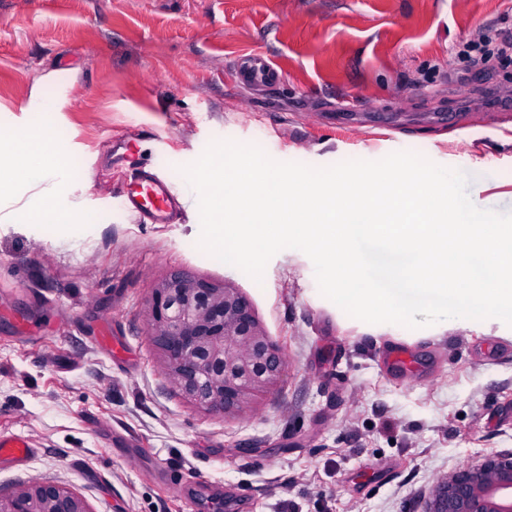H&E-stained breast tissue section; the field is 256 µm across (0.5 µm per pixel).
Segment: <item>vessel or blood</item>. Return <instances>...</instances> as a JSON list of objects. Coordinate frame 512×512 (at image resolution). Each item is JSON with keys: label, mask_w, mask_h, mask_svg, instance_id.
<instances>
[{"label": "vessel or blood", "mask_w": 512, "mask_h": 512, "mask_svg": "<svg viewBox=\"0 0 512 512\" xmlns=\"http://www.w3.org/2000/svg\"><path fill=\"white\" fill-rule=\"evenodd\" d=\"M234 75L241 82L276 83L281 79L274 65L262 57L239 58L234 65ZM120 205L142 224L164 223L181 210L177 192L158 167L138 169L126 181ZM34 454V448L23 435L0 433V465L23 467Z\"/></svg>", "instance_id": "b4317fda"}]
</instances>
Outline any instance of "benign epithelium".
<instances>
[{
    "mask_svg": "<svg viewBox=\"0 0 512 512\" xmlns=\"http://www.w3.org/2000/svg\"><path fill=\"white\" fill-rule=\"evenodd\" d=\"M147 315L166 375L204 410L244 416L285 374L283 350L268 337L250 299L230 283L173 270L152 286ZM0 512L92 510L70 488L35 480L0 490ZM425 512H512V453H490L439 477Z\"/></svg>",
    "mask_w": 512,
    "mask_h": 512,
    "instance_id": "1",
    "label": "benign epithelium"
}]
</instances>
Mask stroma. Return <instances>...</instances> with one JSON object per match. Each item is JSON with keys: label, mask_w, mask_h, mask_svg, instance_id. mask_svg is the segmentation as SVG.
<instances>
[{"label": "stroma", "mask_w": 512, "mask_h": 512, "mask_svg": "<svg viewBox=\"0 0 512 512\" xmlns=\"http://www.w3.org/2000/svg\"><path fill=\"white\" fill-rule=\"evenodd\" d=\"M482 28L512 34V0H0V136L39 115L68 138L83 226L0 223V432L38 450L0 489L60 483L92 512H424L438 476L512 452V327L376 331L295 249L255 281L198 248L180 171L215 140L315 167L411 150L512 212V59L457 55ZM248 55L283 82L235 83ZM136 162L163 166L178 219L120 207ZM176 269L241 288L285 353L246 416L198 409L164 371L147 299ZM402 347L428 369L391 370Z\"/></svg>", "instance_id": "35a3bbf8"}]
</instances>
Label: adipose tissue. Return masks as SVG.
Returning <instances> with one entry per match:
<instances>
[{
    "instance_id": "1",
    "label": "adipose tissue",
    "mask_w": 512,
    "mask_h": 512,
    "mask_svg": "<svg viewBox=\"0 0 512 512\" xmlns=\"http://www.w3.org/2000/svg\"><path fill=\"white\" fill-rule=\"evenodd\" d=\"M69 181L64 146L57 131H22L0 141V190L9 204L34 221L53 224L59 234L73 237L79 225L69 222L70 207L60 202Z\"/></svg>"
}]
</instances>
